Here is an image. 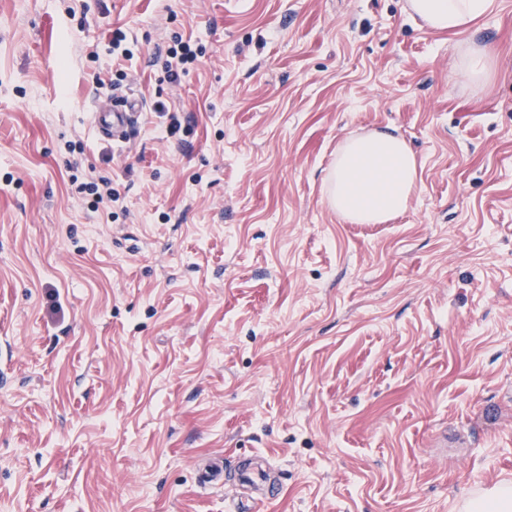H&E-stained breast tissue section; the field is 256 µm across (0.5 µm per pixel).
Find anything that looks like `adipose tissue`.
Returning a JSON list of instances; mask_svg holds the SVG:
<instances>
[{
    "instance_id": "1",
    "label": "adipose tissue",
    "mask_w": 512,
    "mask_h": 512,
    "mask_svg": "<svg viewBox=\"0 0 512 512\" xmlns=\"http://www.w3.org/2000/svg\"><path fill=\"white\" fill-rule=\"evenodd\" d=\"M411 11L436 31L460 30L495 7V0H409ZM419 189L418 166L395 129L346 138L336 153L325 195L344 221L378 224L404 212Z\"/></svg>"
}]
</instances>
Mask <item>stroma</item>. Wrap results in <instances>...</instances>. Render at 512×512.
<instances>
[{
    "instance_id": "1",
    "label": "stroma",
    "mask_w": 512,
    "mask_h": 512,
    "mask_svg": "<svg viewBox=\"0 0 512 512\" xmlns=\"http://www.w3.org/2000/svg\"><path fill=\"white\" fill-rule=\"evenodd\" d=\"M497 3L457 34L408 0H0V512H229L198 467L258 452L269 512H458L512 481ZM178 35L204 57L172 85L150 60ZM465 43L494 57L478 90ZM110 91L143 107L116 145ZM387 126L420 188L341 222L336 152ZM98 174L107 210L75 187Z\"/></svg>"
}]
</instances>
